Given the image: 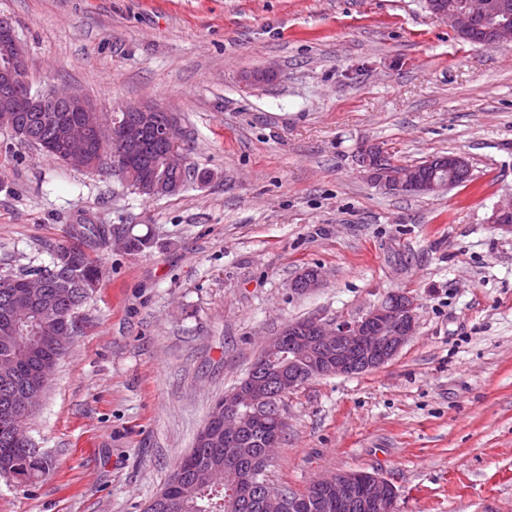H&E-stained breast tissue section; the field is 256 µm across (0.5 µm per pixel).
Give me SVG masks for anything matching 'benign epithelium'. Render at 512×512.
Instances as JSON below:
<instances>
[{"mask_svg": "<svg viewBox=\"0 0 512 512\" xmlns=\"http://www.w3.org/2000/svg\"><path fill=\"white\" fill-rule=\"evenodd\" d=\"M427 8L436 17L448 22L457 34L477 44H512V0H427ZM487 27L475 35L478 22ZM0 46L4 48L0 61V88L10 96L22 100L32 111H43L48 107L64 112L76 113L66 126L64 161L75 168L86 169L94 162L92 131L109 127L112 130V167L125 181L137 186L138 191L149 194H175L181 183L171 181L167 173L173 169L183 170L187 166L186 154L173 137L176 125L174 117L157 128L158 137L166 149L153 168H135L134 160L140 154L139 127L131 126L118 118V113L155 111L149 104H122L117 114L105 116L83 96L60 89L45 93H34L27 79V55L20 46L12 23L0 18ZM384 147L379 143L360 148L359 162L370 183L392 195H435L446 189L442 179H424L411 169H395L378 164L379 153ZM448 172L464 179L470 171L468 161L461 155L450 154ZM490 222L500 228L512 231V203L497 206ZM320 273L314 270L301 273L293 287L303 292L318 287ZM23 295L32 303L41 299L44 281L26 278L19 282ZM418 300L413 295L396 294L393 299H383L353 321H330L312 317L305 322L309 336L293 337L294 357L288 365L306 363L313 366L320 376H351L361 370H374L388 363L418 330ZM284 335L270 339L251 370L232 391L224 394L223 406L210 414L207 423L198 433L203 443L224 435V469L234 474L240 472L242 455L249 453L243 447L246 436L257 425V416L252 408L266 400L267 387L259 378V369L284 348ZM278 434L269 436L267 448L251 462L246 473L237 478L244 485L258 493L263 512H284L285 496L277 488L261 480L268 463L278 446ZM364 487L367 494L362 503V512H398L397 491L385 478L367 472H336L319 478L312 485L311 497L296 499L293 508L303 512L309 507V499L320 501L333 512L350 507L358 487Z\"/></svg>", "mask_w": 512, "mask_h": 512, "instance_id": "7a95c632", "label": "benign epithelium"}]
</instances>
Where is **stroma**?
<instances>
[{"label":"stroma","instance_id":"obj_1","mask_svg":"<svg viewBox=\"0 0 512 512\" xmlns=\"http://www.w3.org/2000/svg\"><path fill=\"white\" fill-rule=\"evenodd\" d=\"M0 17L33 89L155 104L199 171L143 196L0 131V276L49 266L74 224L152 238L95 250L101 285L25 422L52 470L0 475V512H144L266 340L398 291L416 335L289 394L269 479L376 472L399 512H512V232L489 222L512 199V45L466 42L425 0H0ZM370 143L405 165L461 155L471 179L387 194L360 171ZM307 268L320 287L294 290Z\"/></svg>","mask_w":512,"mask_h":512}]
</instances>
